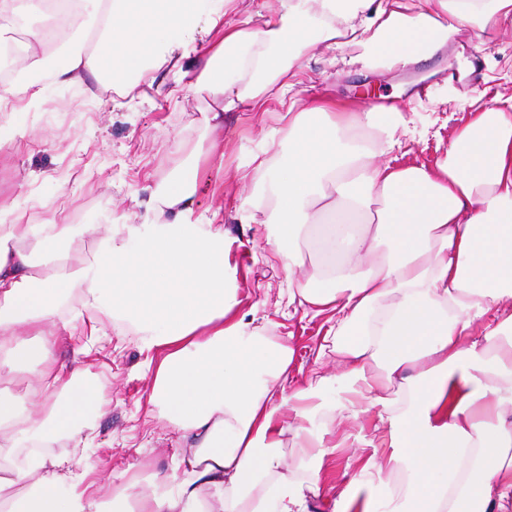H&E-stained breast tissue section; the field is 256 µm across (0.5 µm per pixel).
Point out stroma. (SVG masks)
<instances>
[{
    "label": "stroma",
    "mask_w": 512,
    "mask_h": 512,
    "mask_svg": "<svg viewBox=\"0 0 512 512\" xmlns=\"http://www.w3.org/2000/svg\"><path fill=\"white\" fill-rule=\"evenodd\" d=\"M218 30L199 27L177 66L149 72L131 92L119 89L91 97L82 89L57 86L46 93V106L34 108L29 97L16 99L0 112V129L13 140L0 148V210L23 224L50 218L69 223L80 214L83 224L105 225L147 199L150 186L173 178L190 154H197L195 191L198 214L223 225L235 244L232 260L239 268L241 311H256L266 322L271 340H288L295 350L291 384L338 373L335 355L319 356L329 327L327 315L290 312L288 280L270 253L264 224H243L239 212L257 192V185L237 179L258 161L270 169L286 160L282 141L285 122L277 101L264 115L248 111L224 115L217 142L207 136V116L215 95L184 93L170 98L181 73L197 75L206 50L220 38ZM360 47L313 49L294 80L292 96L298 109L317 99L343 98L352 111L362 112L383 101L403 108L408 132L384 161L436 168L445 158L454 130L471 112L496 107V95L512 96V28L485 32L478 21L459 26L431 57L407 67L391 68L373 60L377 74L365 78ZM213 153H206V146ZM100 333L78 335L63 346L59 358L71 362L73 352L88 347L77 384L103 393L106 402L83 419V441L60 442L55 452L72 462L73 474L90 472L102 484L103 499L121 475H137L141 485L172 474L173 457L185 446L180 432L148 403L151 372L149 351L136 336L107 318ZM376 409L359 415L336 411L329 427L348 436L349 445L325 458L323 489L312 501L313 512H331L336 495L357 479L364 462L382 457L388 443L378 428ZM97 453L89 464V453Z\"/></svg>",
    "instance_id": "1"
}]
</instances>
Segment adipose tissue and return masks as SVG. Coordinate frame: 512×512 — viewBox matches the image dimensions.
Instances as JSON below:
<instances>
[{
  "label": "adipose tissue",
  "mask_w": 512,
  "mask_h": 512,
  "mask_svg": "<svg viewBox=\"0 0 512 512\" xmlns=\"http://www.w3.org/2000/svg\"><path fill=\"white\" fill-rule=\"evenodd\" d=\"M79 3L81 21L30 31L0 111L36 86L133 90L204 19L224 36L175 90L219 92L207 119L216 133L243 104L286 103L298 61L317 46L348 36L406 64L471 17L489 31L512 25V0H278L256 26L226 22V0ZM359 123L377 149L351 137ZM404 124L395 106L361 116L314 102L284 131L279 174L266 178L263 162L252 173L263 196L242 223L270 225L289 303L333 317L324 342L339 374L291 392L293 349L240 314L232 240L195 216L197 164L150 191L151 221L133 212L86 226L98 238L92 261L73 248L72 225L0 219V512H103L98 481L74 479L70 460L50 453L102 404L57 357L78 322L62 313L72 295L159 351L150 402L186 444L181 475L148 486L129 477L112 490V512H309L320 473L289 470L284 416L321 462L334 451L328 415L368 406L392 451L364 463L333 512H512V97L457 127L434 170L375 163ZM373 202L375 222L361 224ZM309 234L326 270L304 280L298 242ZM24 369V391L12 392Z\"/></svg>",
  "instance_id": "1"
}]
</instances>
